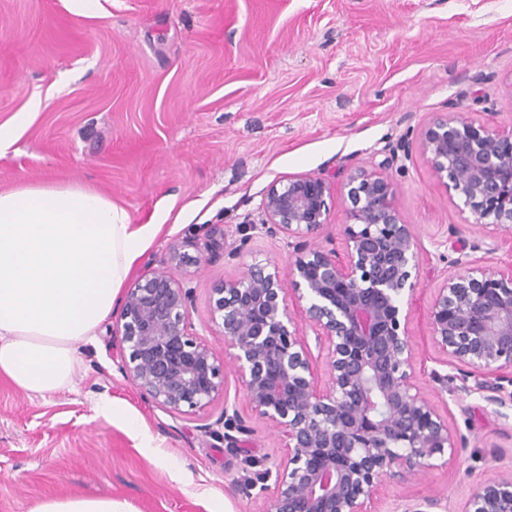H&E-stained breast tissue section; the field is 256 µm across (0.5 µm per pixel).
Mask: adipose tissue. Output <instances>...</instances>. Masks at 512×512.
Masks as SVG:
<instances>
[{
    "label": "adipose tissue",
    "instance_id": "obj_1",
    "mask_svg": "<svg viewBox=\"0 0 512 512\" xmlns=\"http://www.w3.org/2000/svg\"><path fill=\"white\" fill-rule=\"evenodd\" d=\"M151 230L79 184L0 191V377L40 395L69 386L78 345L110 316ZM33 512L130 510L71 494Z\"/></svg>",
    "mask_w": 512,
    "mask_h": 512
}]
</instances>
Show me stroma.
Masks as SVG:
<instances>
[{
    "instance_id": "stroma-1",
    "label": "stroma",
    "mask_w": 512,
    "mask_h": 512,
    "mask_svg": "<svg viewBox=\"0 0 512 512\" xmlns=\"http://www.w3.org/2000/svg\"><path fill=\"white\" fill-rule=\"evenodd\" d=\"M461 107L512 130V0H100L92 17L69 0H0V125L16 129L0 189L80 183L133 223L156 224L133 280L209 225L237 239L273 181L373 169L385 146L417 141L435 115ZM388 174L421 255L408 321L415 382L460 448L446 469L380 486L372 508L407 512L443 488L437 512H460L512 470V415L476 392L438 393L433 375L448 368L427 313L463 261L511 267L512 233L475 231L420 152ZM291 253L286 236L257 232L239 259H205L190 280L193 333L223 349L216 288L255 262L287 268ZM117 321L81 346L56 393L0 378V512L73 493L132 512H265L270 493L244 483L286 458L283 434L233 378L196 412L159 406L119 370ZM228 401L249 428L237 449L220 438Z\"/></svg>"
}]
</instances>
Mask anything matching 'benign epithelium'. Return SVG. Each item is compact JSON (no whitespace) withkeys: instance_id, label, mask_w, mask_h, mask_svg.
Returning <instances> with one entry per match:
<instances>
[{"instance_id":"obj_1","label":"benign epithelium","mask_w":512,"mask_h":512,"mask_svg":"<svg viewBox=\"0 0 512 512\" xmlns=\"http://www.w3.org/2000/svg\"><path fill=\"white\" fill-rule=\"evenodd\" d=\"M418 149L435 180L478 225L512 233V131L477 124L467 109L436 116L417 144L385 149L372 171L348 169L340 181L297 174L270 183L260 224H241L229 246L214 235L210 252L239 258L251 232L295 240L287 277L255 263L216 290L212 321H221L224 354L190 328L191 289L161 266L127 289L118 332L128 353L119 370L158 405L188 414L211 403L234 376L248 404L288 438V455L257 479L275 476L265 512H372L384 480L408 481L448 465L456 436L414 380L405 299L416 288L421 258L413 225L402 222L398 185L385 174ZM349 201L342 249L319 242L329 226L327 200ZM293 286L305 323L326 349L328 380L316 381L309 348L285 302ZM437 347L474 377L484 399L506 406L488 376L512 373V271L469 267L437 288L429 309ZM248 431L224 405V445ZM445 491L415 503L433 512ZM461 512H512V471L481 486Z\"/></svg>"}]
</instances>
